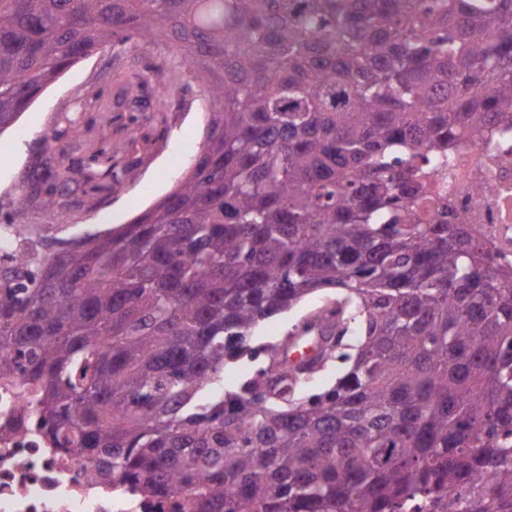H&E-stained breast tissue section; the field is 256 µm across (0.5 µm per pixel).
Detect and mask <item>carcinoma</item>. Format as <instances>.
<instances>
[{"instance_id": "obj_1", "label": "carcinoma", "mask_w": 512, "mask_h": 512, "mask_svg": "<svg viewBox=\"0 0 512 512\" xmlns=\"http://www.w3.org/2000/svg\"><path fill=\"white\" fill-rule=\"evenodd\" d=\"M155 36L181 67L151 78L202 83L206 140L132 223L30 270L0 257V379L36 391L56 447L180 512H512V272L424 197L449 146L512 114V0H0V131ZM77 134L66 114L46 136L17 210L116 180L66 153ZM327 288L343 342L203 398ZM330 293L318 292L307 296L286 313L274 316L262 322L253 332L251 344L258 348L269 343L281 342L287 335L291 342L297 329L315 313L327 307ZM304 326V325H303ZM301 327V329L303 328Z\"/></svg>"}]
</instances>
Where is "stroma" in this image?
Here are the masks:
<instances>
[{"instance_id": "35a3bbf8", "label": "stroma", "mask_w": 512, "mask_h": 512, "mask_svg": "<svg viewBox=\"0 0 512 512\" xmlns=\"http://www.w3.org/2000/svg\"><path fill=\"white\" fill-rule=\"evenodd\" d=\"M169 41L137 39L125 54L102 49L65 71L31 104L19 120L0 133V220L19 215L29 227L31 246L52 239H72L107 232L130 222L165 195L199 152L206 125V102L200 85L146 82L140 95L128 86L142 77L147 64L177 63ZM79 103L76 144L81 152L100 153L122 166L135 163V177L122 179L112 191L82 183L75 193L81 206L67 210L29 207L17 212L19 179L42 139L72 103ZM328 295L307 296L286 313L262 322L251 344L282 341L315 313L327 307Z\"/></svg>"}]
</instances>
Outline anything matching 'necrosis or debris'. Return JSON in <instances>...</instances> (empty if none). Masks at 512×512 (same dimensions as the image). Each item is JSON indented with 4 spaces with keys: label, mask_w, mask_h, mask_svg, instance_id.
<instances>
[{
    "label": "necrosis or debris",
    "mask_w": 512,
    "mask_h": 512,
    "mask_svg": "<svg viewBox=\"0 0 512 512\" xmlns=\"http://www.w3.org/2000/svg\"><path fill=\"white\" fill-rule=\"evenodd\" d=\"M430 187L446 198L449 223L512 269V119L456 142ZM37 416L22 383L0 381V512H174L171 500L95 479L93 463L62 456L31 429Z\"/></svg>",
    "instance_id": "obj_1"
}]
</instances>
